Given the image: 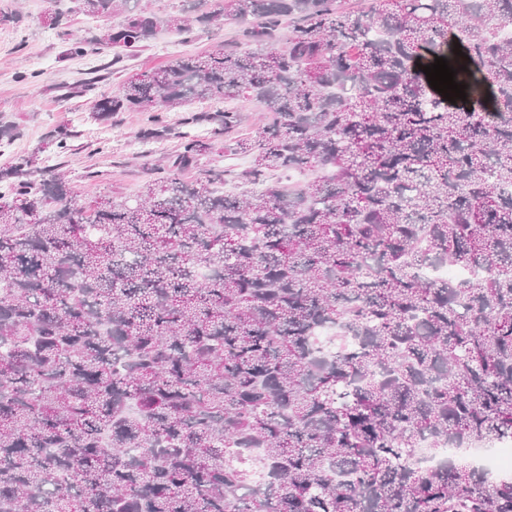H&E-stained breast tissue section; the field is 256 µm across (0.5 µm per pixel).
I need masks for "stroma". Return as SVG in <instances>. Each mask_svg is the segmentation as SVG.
Wrapping results in <instances>:
<instances>
[{
	"label": "stroma",
	"instance_id": "stroma-1",
	"mask_svg": "<svg viewBox=\"0 0 512 512\" xmlns=\"http://www.w3.org/2000/svg\"><path fill=\"white\" fill-rule=\"evenodd\" d=\"M2 6L19 9L22 20L18 27L0 28V127H12L17 132L11 145L0 148V167L12 155L47 146L57 127L68 126L76 137L70 150L59 155L58 162L82 203L105 192L119 198L136 196L147 169L157 168L161 157L176 155L181 144V113H163L162 120L169 127L167 134L158 141L156 151L143 152L133 149L132 144L150 127L149 113L120 112L103 120L90 112L91 100L116 89L131 73L166 65L183 53L206 55L235 43L238 36L237 27L228 25L219 31L198 32L189 42L177 41L172 50L152 40L112 67L89 95L64 101L60 86L84 79L101 63L95 55L66 56L70 42L115 25L122 20V13L91 18L77 11L74 0H59L57 7L69 25L51 29L44 23L49 0H0Z\"/></svg>",
	"mask_w": 512,
	"mask_h": 512
}]
</instances>
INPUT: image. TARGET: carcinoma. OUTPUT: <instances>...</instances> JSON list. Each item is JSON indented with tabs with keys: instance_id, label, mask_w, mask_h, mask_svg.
Segmentation results:
<instances>
[{
	"instance_id": "obj_1",
	"label": "carcinoma",
	"mask_w": 512,
	"mask_h": 512,
	"mask_svg": "<svg viewBox=\"0 0 512 512\" xmlns=\"http://www.w3.org/2000/svg\"><path fill=\"white\" fill-rule=\"evenodd\" d=\"M206 2L66 50L106 71L162 24L241 25L91 107L209 103L167 176L86 206L40 149L0 170V512H512V477L410 461L512 438V0ZM240 99L266 113L224 141L245 188L183 177ZM444 263L470 275L424 276ZM432 441H425L421 443L420 448H417L411 457V461L415 465H434L448 457V451L455 453L460 451L456 448H447L445 445L443 448H439L438 451L433 452Z\"/></svg>"
}]
</instances>
